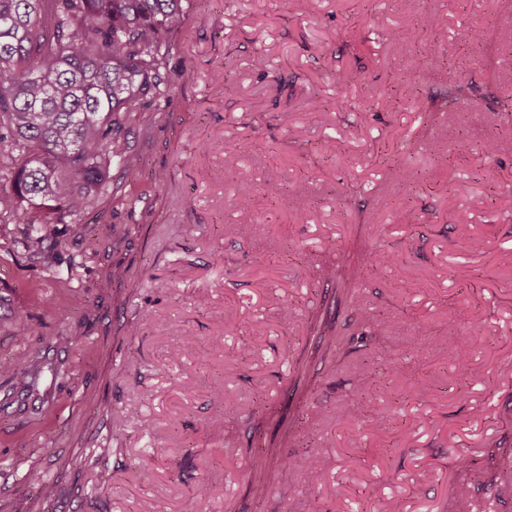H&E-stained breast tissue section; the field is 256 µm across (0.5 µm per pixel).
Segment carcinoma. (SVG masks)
I'll return each instance as SVG.
<instances>
[{"mask_svg":"<svg viewBox=\"0 0 512 512\" xmlns=\"http://www.w3.org/2000/svg\"><path fill=\"white\" fill-rule=\"evenodd\" d=\"M183 0H0V224L47 236L41 216L77 220L110 188L112 166L140 174L123 136L130 120L166 106L171 35ZM360 82L336 80L340 111ZM10 363L19 385L36 371Z\"/></svg>","mask_w":512,"mask_h":512,"instance_id":"cac0c4a2","label":"carcinoma"}]
</instances>
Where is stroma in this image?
<instances>
[{
  "label": "stroma",
  "mask_w": 512,
  "mask_h": 512,
  "mask_svg": "<svg viewBox=\"0 0 512 512\" xmlns=\"http://www.w3.org/2000/svg\"><path fill=\"white\" fill-rule=\"evenodd\" d=\"M184 7L170 103L133 123L138 181L81 234L51 224L33 247L0 224V359L42 368L28 390L0 371V512H461L458 482L486 492L488 466L512 469V93L492 92L512 0ZM426 14L435 29L406 42ZM348 69L352 107L324 111ZM455 81L480 97L448 102ZM381 248L398 262L344 293ZM473 316L457 354L448 325ZM375 318L386 335L366 336Z\"/></svg>",
  "instance_id": "obj_1"
}]
</instances>
